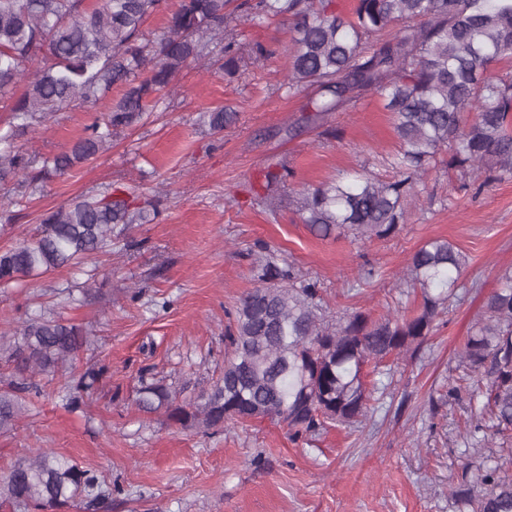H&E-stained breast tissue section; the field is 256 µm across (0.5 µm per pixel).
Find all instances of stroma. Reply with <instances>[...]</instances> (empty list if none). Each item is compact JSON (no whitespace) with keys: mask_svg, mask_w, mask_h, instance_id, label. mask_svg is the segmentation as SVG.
<instances>
[{"mask_svg":"<svg viewBox=\"0 0 512 512\" xmlns=\"http://www.w3.org/2000/svg\"><path fill=\"white\" fill-rule=\"evenodd\" d=\"M290 40L286 20L239 17L226 42L209 44L205 59L183 68L153 112L107 151L16 206L7 200L11 184L0 183V249L31 238L48 210L110 186L160 200L158 217L134 225L111 251L0 288V336H13L37 308L60 313L90 339L77 371L93 363L103 371L78 409L66 403L63 376L42 377V396L16 430L0 433V476L50 450L111 483L112 512H460L450 492L466 469L512 472L498 439L472 446L478 411L468 392L448 394L464 373L460 353L485 299L512 269V179L478 191L470 175L441 163L406 197L407 222L395 235H312L300 192L362 170L390 179L398 142L374 94L307 121L318 90L292 95L284 86ZM259 44L269 55L254 65L249 54ZM228 45L237 66L225 71ZM120 95L115 87L94 109L55 113L21 138L23 150L58 154ZM221 107L236 119L216 134L205 114ZM270 194L282 199L277 210L261 204ZM434 238L465 254V272L416 353L367 375L372 397L361 421L296 439L267 420L186 428L135 407L141 377L163 380L182 401L219 377L225 328L239 298L259 284L258 256L287 259L316 283L330 319L413 315L422 298L406 281L408 266ZM91 276L87 298L66 303L67 290L86 288Z\"/></svg>","mask_w":512,"mask_h":512,"instance_id":"stroma-1","label":"stroma"}]
</instances>
